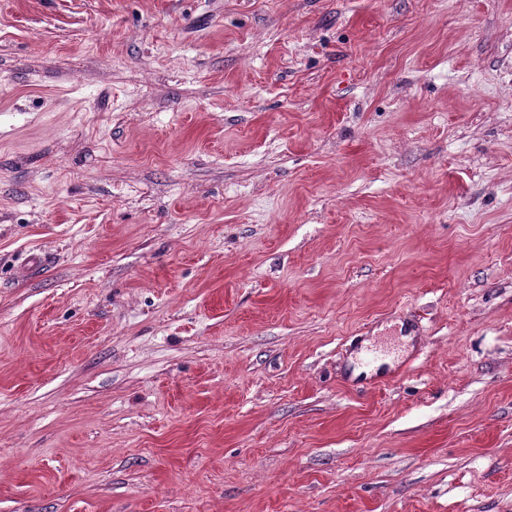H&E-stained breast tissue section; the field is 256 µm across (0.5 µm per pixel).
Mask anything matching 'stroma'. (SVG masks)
Listing matches in <instances>:
<instances>
[{"mask_svg": "<svg viewBox=\"0 0 512 512\" xmlns=\"http://www.w3.org/2000/svg\"><path fill=\"white\" fill-rule=\"evenodd\" d=\"M0 512H512V0H0Z\"/></svg>", "mask_w": 512, "mask_h": 512, "instance_id": "1", "label": "stroma"}]
</instances>
